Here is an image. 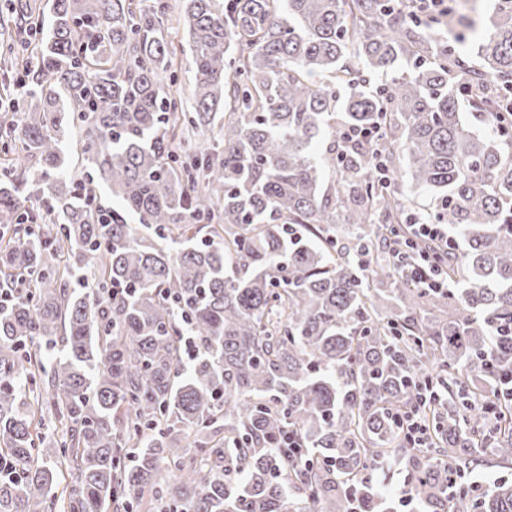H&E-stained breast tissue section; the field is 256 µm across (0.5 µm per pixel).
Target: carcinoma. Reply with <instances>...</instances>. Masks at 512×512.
I'll use <instances>...</instances> for the list:
<instances>
[{
	"mask_svg": "<svg viewBox=\"0 0 512 512\" xmlns=\"http://www.w3.org/2000/svg\"><path fill=\"white\" fill-rule=\"evenodd\" d=\"M169 10L53 0L47 22L24 5L4 22L41 40L0 67L19 108L0 122V458L16 467L0 512H140L147 494L159 512H388L401 463L420 512H512V482L450 500L441 465L512 460V435L488 431L512 409L495 396L512 362L496 335L512 322V138L494 106L512 10L464 50L462 4L440 36L413 0H182L187 100L169 91ZM377 123L373 147L337 157L343 128ZM408 184L466 245L440 292L387 247ZM425 387L429 461L398 422Z\"/></svg>",
	"mask_w": 512,
	"mask_h": 512,
	"instance_id": "1",
	"label": "carcinoma"
}]
</instances>
